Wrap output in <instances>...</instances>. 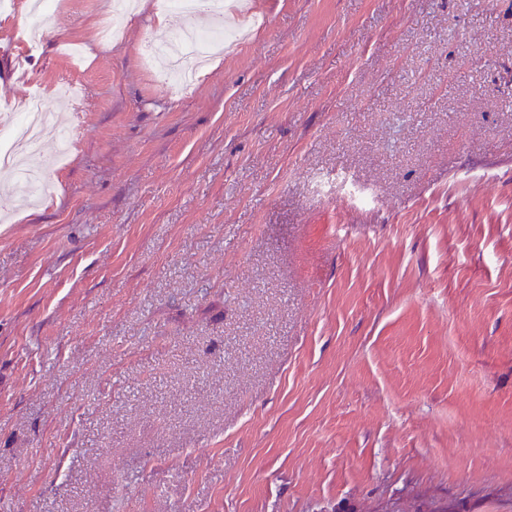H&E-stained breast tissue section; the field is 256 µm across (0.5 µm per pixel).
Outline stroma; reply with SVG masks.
Segmentation results:
<instances>
[{
    "label": "stroma",
    "instance_id": "1",
    "mask_svg": "<svg viewBox=\"0 0 512 512\" xmlns=\"http://www.w3.org/2000/svg\"><path fill=\"white\" fill-rule=\"evenodd\" d=\"M0 12V113L67 105L0 168V512H512V0Z\"/></svg>",
    "mask_w": 512,
    "mask_h": 512
}]
</instances>
